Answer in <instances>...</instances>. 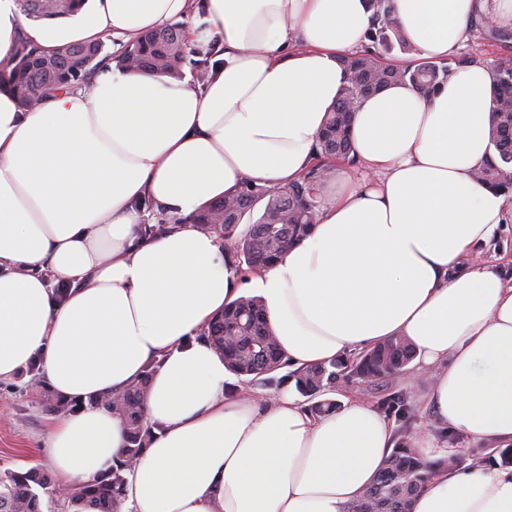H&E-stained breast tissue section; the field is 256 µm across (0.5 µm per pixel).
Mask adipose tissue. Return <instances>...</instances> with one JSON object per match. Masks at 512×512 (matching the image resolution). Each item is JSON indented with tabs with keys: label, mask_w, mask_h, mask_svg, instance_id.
<instances>
[{
	"label": "adipose tissue",
	"mask_w": 512,
	"mask_h": 512,
	"mask_svg": "<svg viewBox=\"0 0 512 512\" xmlns=\"http://www.w3.org/2000/svg\"><path fill=\"white\" fill-rule=\"evenodd\" d=\"M189 0H87L38 45L129 42L187 17ZM419 57L447 62L472 17L512 27V0H394ZM373 13L368 0H208L188 30L219 43L204 84L108 66L90 86L23 111L0 86V380L30 363L80 410L44 449L73 486L119 461L121 420L87 406L160 361L146 395L161 424L127 476L124 512H349L395 446L393 421L344 398L313 415L287 389L225 392L223 358L198 335L225 306L260 296L297 368L392 337L415 349L439 427L512 444V286L468 262L512 218L474 173L494 148L490 74L471 64L430 99L407 83L364 97L352 120L356 167L339 164L310 235L243 274L193 216L244 181L272 188L313 164L325 117ZM167 232L147 238L135 201ZM70 283L55 297L42 277ZM412 512H512V467L440 470Z\"/></svg>",
	"instance_id": "adipose-tissue-1"
}]
</instances>
